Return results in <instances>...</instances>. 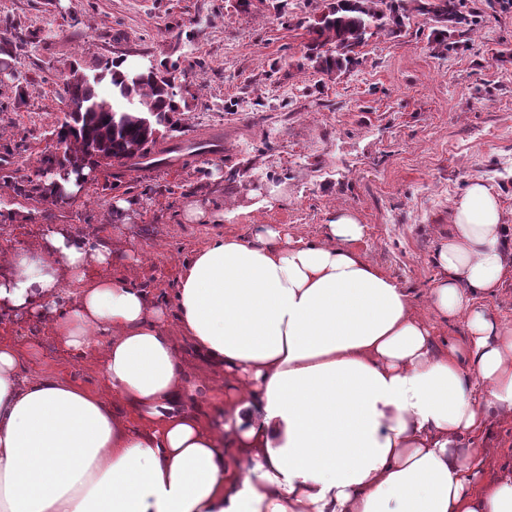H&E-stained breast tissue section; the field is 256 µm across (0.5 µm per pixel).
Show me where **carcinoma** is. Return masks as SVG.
Wrapping results in <instances>:
<instances>
[{
    "label": "carcinoma",
    "instance_id": "carcinoma-1",
    "mask_svg": "<svg viewBox=\"0 0 512 512\" xmlns=\"http://www.w3.org/2000/svg\"><path fill=\"white\" fill-rule=\"evenodd\" d=\"M433 22L428 40L448 50V38L463 26L473 27V14L462 11V0H330L319 17L308 20L312 35L307 58L317 71L339 75L359 63L357 49L377 32L398 36L410 26L414 14ZM15 19L0 18V75L12 74L13 47L10 34ZM104 72L112 85V100L98 98L95 74ZM168 70H116V64L104 63L95 73L74 72L63 79L61 102L73 109L52 131L63 156L43 154L33 174L16 185V195L27 200L57 199L48 194L46 182L62 171L76 174L84 168L108 165L109 159L136 167L150 147L159 142L154 129L170 124L177 111L169 89Z\"/></svg>",
    "mask_w": 512,
    "mask_h": 512
}]
</instances>
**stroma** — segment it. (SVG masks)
Instances as JSON below:
<instances>
[{
  "mask_svg": "<svg viewBox=\"0 0 512 512\" xmlns=\"http://www.w3.org/2000/svg\"><path fill=\"white\" fill-rule=\"evenodd\" d=\"M238 11L236 0H0L18 20L25 48L0 78V274L47 226L89 239L126 242L139 261H117L157 297L168 296L181 265L218 235H250L283 224L295 238L322 237L331 215L353 213L365 227L357 249L410 288L432 318L434 255L448 234V209L474 179L501 194L512 227V9L502 0H465L477 20L453 49L428 42L419 15L400 36L380 32L340 76L312 67L303 21L324 0H281ZM105 60L165 65L176 100L170 142L220 134L221 149L179 166H153L114 179L98 168L63 202L15 195L63 116L61 79L71 63ZM24 104H16V88ZM223 207L224 221L189 218V207ZM37 339L33 375L61 373L90 388L98 361L74 359L37 324H1L0 341Z\"/></svg>",
  "mask_w": 512,
  "mask_h": 512,
  "instance_id": "1",
  "label": "stroma"
}]
</instances>
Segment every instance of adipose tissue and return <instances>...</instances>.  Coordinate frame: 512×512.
Masks as SVG:
<instances>
[{
    "mask_svg": "<svg viewBox=\"0 0 512 512\" xmlns=\"http://www.w3.org/2000/svg\"><path fill=\"white\" fill-rule=\"evenodd\" d=\"M363 236L339 210L317 240L216 237L168 302L113 276L121 242L27 243L0 306L98 360L102 385L31 377L34 345L0 342V512H512V464L482 446L512 419L499 193L473 180L448 210L429 304L465 333L444 348ZM183 342L222 390L186 373Z\"/></svg>",
    "mask_w": 512,
    "mask_h": 512,
    "instance_id": "ef3b65f1",
    "label": "adipose tissue"
}]
</instances>
